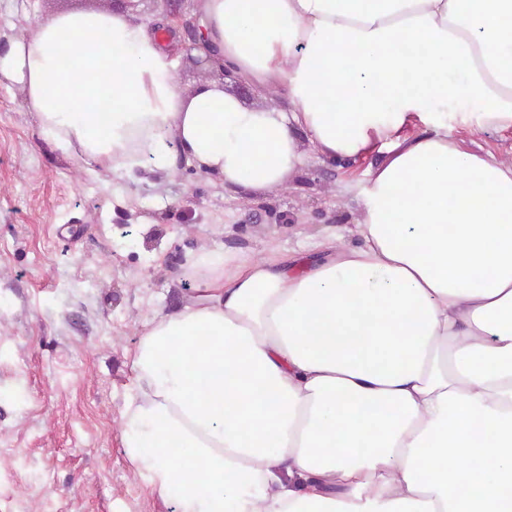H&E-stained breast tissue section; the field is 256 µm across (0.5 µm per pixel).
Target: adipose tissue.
<instances>
[{"label":"adipose tissue","instance_id":"adipose-tissue-1","mask_svg":"<svg viewBox=\"0 0 512 512\" xmlns=\"http://www.w3.org/2000/svg\"><path fill=\"white\" fill-rule=\"evenodd\" d=\"M210 59L272 91H181L127 8L58 12L0 54L43 136L126 185L186 163L271 194L345 166L359 246L203 249L143 322L121 419L172 512H512V0H198ZM474 139L478 146L474 150L479 153H484L488 150L500 155L504 159H511L512 161V136L509 134H496V133H480Z\"/></svg>","mask_w":512,"mask_h":512}]
</instances>
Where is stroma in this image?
<instances>
[{
	"label": "stroma",
	"mask_w": 512,
	"mask_h": 512,
	"mask_svg": "<svg viewBox=\"0 0 512 512\" xmlns=\"http://www.w3.org/2000/svg\"><path fill=\"white\" fill-rule=\"evenodd\" d=\"M103 2L0 0V50L40 17ZM343 178L317 163L261 197L185 165L120 201L0 83V512H169L120 441L141 319L179 306L193 252H293L344 232Z\"/></svg>",
	"instance_id": "obj_1"
}]
</instances>
